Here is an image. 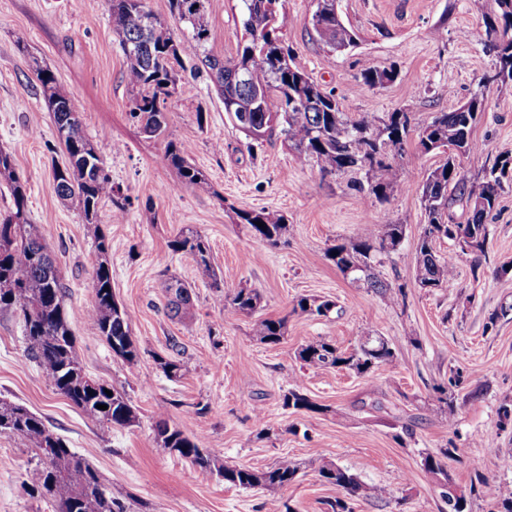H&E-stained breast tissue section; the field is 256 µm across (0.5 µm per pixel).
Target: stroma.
<instances>
[{"mask_svg": "<svg viewBox=\"0 0 512 512\" xmlns=\"http://www.w3.org/2000/svg\"><path fill=\"white\" fill-rule=\"evenodd\" d=\"M317 0H278L277 24L297 64L345 112H408L413 127L434 113L465 103L492 64L484 27L470 0H339L357 47L329 51L312 26ZM240 0H210L206 22L214 33L209 52L235 56L244 40ZM468 30L469 39L458 36ZM50 68L72 93L85 135L103 157L112 181L129 199L121 219L102 203L98 225L52 189V169L64 163L51 113L33 73ZM187 93L166 102L167 127L151 137L132 118L134 92L126 59L112 31L108 0H0V149L8 152L27 185L31 223L44 235L66 287L65 310L86 373L124 392L138 415L116 429L85 416L43 377L25 351L18 317L0 314V400L23 405L62 436L105 480L128 512H268L271 495L225 484L160 447L158 412H165L216 460L263 469L281 458L299 463L298 479L277 491L292 512H329L336 496L314 469L323 460L349 469L385 496L358 499L354 512H448L439 490L421 469L423 453L453 449L447 469L462 489L476 474L512 485V428L498 427V408L512 404V273L496 269L512 260V186L490 222L485 254L457 255L453 288L433 293L415 286V249L426 219L418 189L441 164L438 151L420 152L409 136L403 164L408 189L380 202L351 190L347 179L298 164L282 139L249 144L233 127L207 77L184 62ZM368 66L392 68L396 79L361 85ZM474 137L480 154L462 158L469 175L482 173L512 152V87L490 86ZM190 147L188 160L206 185H181L165 159L168 142ZM265 209L284 216L288 232L278 246L250 235L234 221L238 210ZM404 225L400 251L382 257L383 280L404 287V303H387L330 262L328 247L378 225ZM111 241L112 291L133 315L134 363L115 358L87 325L97 263L94 229ZM192 229L210 246L219 285L203 278L195 260L169 243ZM189 285L193 306L170 318L161 283ZM253 288L256 315L219 304V288ZM303 296L330 299L326 317L296 312ZM286 318L280 343H260L257 318ZM381 335L396 353L392 367L360 377L303 364L298 349L324 340L356 348ZM179 362L171 378L160 359ZM322 405L319 413L285 408L292 379ZM452 387L455 414L441 411L435 389ZM410 436H402V426ZM264 439H257L259 430ZM493 439L495 449L484 445ZM39 461L25 439L0 435V512H53L25 485Z\"/></svg>", "mask_w": 512, "mask_h": 512, "instance_id": "1", "label": "stroma"}]
</instances>
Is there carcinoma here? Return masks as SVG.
Returning <instances> with one entry per match:
<instances>
[{
    "label": "carcinoma",
    "instance_id": "cac0c4a2",
    "mask_svg": "<svg viewBox=\"0 0 512 512\" xmlns=\"http://www.w3.org/2000/svg\"><path fill=\"white\" fill-rule=\"evenodd\" d=\"M209 0H169L170 11L181 21L176 33L144 5V0H109L112 30L120 38L126 58L125 78L136 90L133 117L141 121L150 136L162 134L166 125L168 97L191 88L175 66L185 57H195L207 68L211 82L224 103L234 126L254 141L284 137L299 163L314 162L324 175L350 176L349 185L360 193L379 200L406 187L400 163L411 128L408 112L394 111L379 116L365 112L352 118L340 100L326 92L301 67L284 45L276 26V0H240V20L246 38L235 57L220 63L207 51L214 34L204 22ZM336 0H318L312 17L320 38L334 51L356 44L357 36L338 18ZM471 0V8L484 26L485 50L494 57L491 73L478 84L470 100L450 112L436 113L419 128L418 145L425 152L448 148V156L427 176L421 192L426 224L416 247L415 283L429 291L453 287L456 262L453 254L437 255L436 244L448 240L463 253H485L489 240V218L496 211L504 183L512 182V155L501 154L480 177L471 179L460 158L477 154L481 145L473 137L477 114L483 111L484 94L492 84L512 85V0ZM34 73L48 111L53 114L56 138L67 160L53 171L52 188L62 200L80 209L84 221L95 225L98 255L93 276V304L89 327L106 341L113 356L132 363L138 348L131 336L132 314L115 298L109 262L110 239L100 227V205L114 207L113 217L124 216L127 198L112 183L105 162L93 143L84 135L71 92L61 85L47 67L35 65ZM397 72L368 67L362 70V84L383 86L395 80ZM189 147L172 141L165 156L178 173L181 184H206L204 173L188 161ZM10 186L13 206L0 213V311L19 316L24 325L29 356L46 381L87 417L111 427L125 428L137 415L124 394L91 379L85 372L76 349V339L64 308L61 273L49 247L28 218L27 187L16 172L12 157L0 150V181ZM461 203L469 210L466 223L454 222L451 209ZM239 223L252 235L276 245L286 235L284 216L264 210L237 212ZM263 226H257V223ZM405 237L402 224H383L362 236L336 244L326 257L339 271L361 281L386 302L397 303L404 288L391 286L376 272L377 257L400 250ZM174 252H184L196 261L201 276L217 284L211 265L208 243L196 232L183 231L170 243ZM167 308L174 316L187 313L192 306L189 288L178 279L162 285ZM224 304L251 315L260 307V295L248 288L220 292ZM335 307L329 300L304 296L296 308L309 315L325 316ZM286 318H263L256 322L254 335L265 344H277L286 331ZM308 366L347 369L371 378L381 367L396 361V353L382 336H368L357 348L342 351L325 341H312L297 352ZM284 406L295 410L320 412L296 378L284 395ZM107 409L102 410L100 406ZM157 438L161 448L187 459L192 465L216 473L224 482L242 489H261L270 494L294 482L300 467L284 457L270 467L254 470L220 464L176 425L165 413L158 415ZM0 434L24 438L38 450L39 464L27 474L26 483L52 503L55 512H126L125 506L107 492L98 473L79 457L67 442L51 430L41 417L26 407L0 400ZM456 452L442 448L422 456L421 466L433 483L444 479L454 487L456 497L449 512H466L465 491L445 468L443 459ZM322 481L336 488L331 512H353L350 502L381 496L385 487H368L348 469L324 462L317 467ZM476 479L482 494L512 512V486L491 480L481 473Z\"/></svg>",
    "mask_w": 512,
    "mask_h": 512
}]
</instances>
